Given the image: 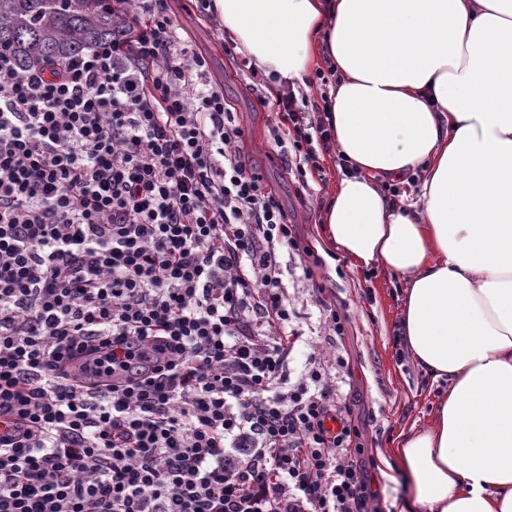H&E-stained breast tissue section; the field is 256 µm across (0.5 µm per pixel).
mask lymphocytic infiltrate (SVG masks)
Wrapping results in <instances>:
<instances>
[{
	"instance_id": "lymphocytic-infiltrate-1",
	"label": "lymphocytic infiltrate",
	"mask_w": 512,
	"mask_h": 512,
	"mask_svg": "<svg viewBox=\"0 0 512 512\" xmlns=\"http://www.w3.org/2000/svg\"><path fill=\"white\" fill-rule=\"evenodd\" d=\"M112 12L77 59L0 55V512H379L346 397L288 375L299 242L223 87L168 0ZM237 64L319 172L330 125Z\"/></svg>"
}]
</instances>
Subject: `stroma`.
<instances>
[{
    "label": "stroma",
    "mask_w": 512,
    "mask_h": 512,
    "mask_svg": "<svg viewBox=\"0 0 512 512\" xmlns=\"http://www.w3.org/2000/svg\"><path fill=\"white\" fill-rule=\"evenodd\" d=\"M168 5L179 19L187 43L206 58L212 80L223 86L225 100L235 109V118L246 134L242 143L245 156L296 226L300 250H280L292 326L298 335L288 369L294 376L304 372L311 339L317 342L325 372L334 371L335 357L344 358L346 366L343 373H337L338 383L348 393L371 489L378 495L380 512H401L408 496L406 484L387 481L380 456L394 446L399 435L431 425L437 399L445 388L423 372L397 338L405 282L383 270L360 268L347 257H336V247L321 222L343 176L335 147L319 153L321 178L310 179L308 187H301L296 172L283 162L271 138L274 113L257 104L247 75L225 56L221 32L194 0H168ZM320 288L347 316L342 338L329 336L319 326L316 291Z\"/></svg>",
    "instance_id": "obj_1"
}]
</instances>
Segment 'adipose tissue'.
Segmentation results:
<instances>
[{"label": "adipose tissue", "mask_w": 512, "mask_h": 512, "mask_svg": "<svg viewBox=\"0 0 512 512\" xmlns=\"http://www.w3.org/2000/svg\"><path fill=\"white\" fill-rule=\"evenodd\" d=\"M239 52L278 80L319 60L354 168L322 213L356 265L407 281L399 325L446 381L430 428L383 460L414 512H512V0H214ZM421 173V204L387 182Z\"/></svg>", "instance_id": "ef3b65f1"}]
</instances>
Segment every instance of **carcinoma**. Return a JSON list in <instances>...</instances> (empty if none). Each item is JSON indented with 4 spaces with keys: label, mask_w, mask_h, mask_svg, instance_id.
<instances>
[{
    "label": "carcinoma",
    "mask_w": 512,
    "mask_h": 512,
    "mask_svg": "<svg viewBox=\"0 0 512 512\" xmlns=\"http://www.w3.org/2000/svg\"><path fill=\"white\" fill-rule=\"evenodd\" d=\"M123 33L112 0H0V48L22 71L74 59Z\"/></svg>",
    "instance_id": "obj_1"
}]
</instances>
